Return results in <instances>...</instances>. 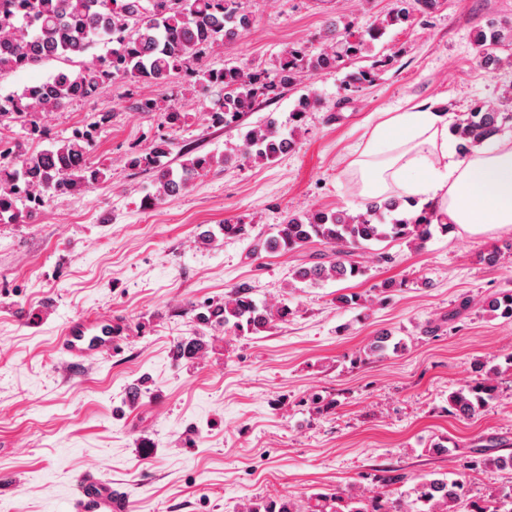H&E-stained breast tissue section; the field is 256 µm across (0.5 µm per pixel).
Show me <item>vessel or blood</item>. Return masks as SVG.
Here are the masks:
<instances>
[{
	"instance_id": "obj_1",
	"label": "vessel or blood",
	"mask_w": 512,
	"mask_h": 512,
	"mask_svg": "<svg viewBox=\"0 0 512 512\" xmlns=\"http://www.w3.org/2000/svg\"><path fill=\"white\" fill-rule=\"evenodd\" d=\"M122 325L112 318L78 315L68 320L58 339L60 352L74 364L111 351ZM75 512H127L123 498L115 493L111 483L93 472L83 473L77 480Z\"/></svg>"
}]
</instances>
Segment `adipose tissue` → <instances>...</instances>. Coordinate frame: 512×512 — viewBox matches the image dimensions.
Here are the masks:
<instances>
[{
	"label": "adipose tissue",
	"instance_id": "adipose-tissue-1",
	"mask_svg": "<svg viewBox=\"0 0 512 512\" xmlns=\"http://www.w3.org/2000/svg\"><path fill=\"white\" fill-rule=\"evenodd\" d=\"M451 112L422 101L387 113L352 152L362 198L397 191L471 235L512 228V140L459 157L448 147Z\"/></svg>",
	"mask_w": 512,
	"mask_h": 512
}]
</instances>
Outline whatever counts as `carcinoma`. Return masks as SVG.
Wrapping results in <instances>:
<instances>
[{"label": "carcinoma", "instance_id": "carcinoma-1", "mask_svg": "<svg viewBox=\"0 0 512 512\" xmlns=\"http://www.w3.org/2000/svg\"><path fill=\"white\" fill-rule=\"evenodd\" d=\"M437 4L438 0H393L378 23L362 33L352 31L349 22L329 31L316 53L296 42L268 67L244 63L202 70L201 63L214 48L236 39L251 26V15L242 0H0V75L52 57H81L99 42L112 44V50L91 67L77 73L61 71L27 87L19 96L0 97V126L6 119L11 123L18 120L24 131L11 142L10 162L0 165V224H30L53 197L90 189L108 176L109 168L92 162L89 152L97 130L111 123V114L74 127L60 140L40 124L39 115L73 101L92 100L117 82L165 87L184 74L196 78L194 85L205 93L216 88L224 92L222 102L203 113L202 121L212 128H237L246 114L301 85L306 77L345 68L358 59H373L370 66L348 75L336 98L339 105L373 85L380 68L389 65L390 58L375 52L387 29L408 23L416 14H430ZM475 41L484 60L492 58L497 68L512 69V26L480 27ZM319 104L314 92L303 93L290 112L289 133L282 131L279 118L271 112L240 133L241 144L234 153L217 157L186 150L175 169L168 161L169 132L181 126L183 112L163 98L134 99L136 109L159 112L163 117L161 131L151 145L124 157L128 169L151 177L142 206L153 208L232 159L253 165L275 162L296 146V133ZM508 123H512V86L505 87L496 100L476 101L456 115L451 126L456 149L469 154L474 147L490 143ZM35 140H48L50 146L29 149L28 142ZM402 204L397 197H380L356 211L338 208L290 214L264 238L252 236V226L239 220L220 225L219 232L226 238L253 239L248 253L253 259L263 250L323 245L325 252L292 272L294 281L315 286L365 276L361 256L374 244L404 242L420 248L435 234L446 235L455 229L453 224L434 223L438 216L426 207L417 213L413 211L415 202H409L407 209ZM484 307L489 315L512 323V290L489 297ZM191 311L203 328L255 336L288 322L295 314L285 301L256 300L247 284L232 288L221 301L195 304ZM404 348L403 341L385 332L373 338L367 355L380 357ZM203 350L204 343L195 337L176 344L173 356L180 360ZM502 358V364L496 357L475 362L478 378L448 395V414L470 419L496 399L497 379L503 367H512V353ZM504 446L506 440L499 438L477 446L462 468L475 472L512 469V454L495 453ZM377 481L383 490L372 495L345 494L340 489L318 493L314 512H459L462 505L466 512H498L497 505L512 503V488L491 500L474 498L466 481L450 472L416 482L404 497L389 490L400 482L399 477L384 474ZM243 512L303 510L295 500L280 498L251 501Z\"/></svg>", "mask_w": 512, "mask_h": 512}]
</instances>
